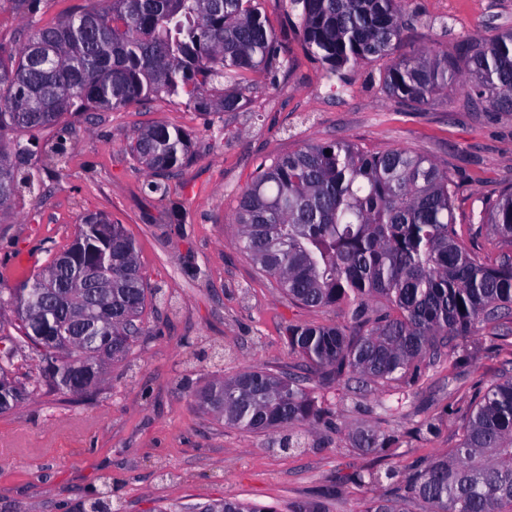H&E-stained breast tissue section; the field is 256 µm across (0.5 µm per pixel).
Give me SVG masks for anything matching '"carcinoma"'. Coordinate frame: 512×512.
Here are the masks:
<instances>
[{
	"label": "carcinoma",
	"mask_w": 512,
	"mask_h": 512,
	"mask_svg": "<svg viewBox=\"0 0 512 512\" xmlns=\"http://www.w3.org/2000/svg\"><path fill=\"white\" fill-rule=\"evenodd\" d=\"M32 35L17 53L0 46V211L21 188H34L19 165L32 150L59 163L62 137L25 145L18 134L59 125L87 112L133 103L185 99L206 115L240 112L248 74L270 75L289 58L262 0H105L102 9L39 24L41 0H15ZM300 40L322 64L331 86L344 87L349 67L392 54L403 41V0H289ZM382 83L414 109L435 104L448 85L493 112H512V28L491 38L467 35L453 52L417 49L396 59ZM164 197V182L192 157L182 129L141 128L129 145ZM448 171L408 149L362 151L350 141L308 145L258 167L232 223L237 248L276 280L294 305L342 307L351 327L290 321L286 343L298 369L263 368L217 379L197 394L201 408L248 432L311 425L325 410L312 396L309 372L351 382L415 376L420 364L451 358L481 325L492 334L512 323V254L485 261L460 243ZM491 234L512 244V184L480 212ZM161 298L138 263L124 226L88 213L73 240L45 265L8 288L21 340L0 363V413L26 394L12 377L14 359L31 350L53 388L82 395L98 388L108 365L126 357L143 332L148 306ZM93 328L96 355L80 350ZM426 512H512V370L487 386L462 427L460 443L414 465L395 487ZM73 512H120L106 500ZM204 512H274L236 498ZM289 512H328L327 497L294 502ZM365 512H403L399 501L371 498Z\"/></svg>",
	"instance_id": "carcinoma-1"
}]
</instances>
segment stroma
<instances>
[{
  "instance_id": "1",
  "label": "stroma",
  "mask_w": 512,
  "mask_h": 512,
  "mask_svg": "<svg viewBox=\"0 0 512 512\" xmlns=\"http://www.w3.org/2000/svg\"><path fill=\"white\" fill-rule=\"evenodd\" d=\"M263 8L291 63L271 81L247 76L246 106L225 113L223 134L188 106L157 100L75 123L66 167L37 154L26 160L39 185L0 212L7 286L68 244L82 215L103 212L124 225L144 277L164 299L146 310L144 335L91 396L50 391L35 382L36 357L19 362L29 395L0 413V438L23 434L40 454L0 458V512H72L105 491L122 512L224 497L288 512L292 502L327 491L329 512H365L391 486L359 487L349 475L393 470L404 478L416 462L455 447L476 392L512 361V336L495 339L482 326L451 360L421 367L408 388L389 381L356 395L312 379L327 413L295 427L303 445L288 451L278 449L279 433L229 428L197 407L195 392L215 378L298 365L283 336L288 321L349 322L336 308L291 304L236 247L231 214L262 161L342 140L368 153L409 149L447 169L460 242L485 259L508 249L481 230L479 213L512 179V112L470 111L457 86L435 106L411 110L383 91L384 58L361 63L342 92L330 91L285 0H263ZM502 27H512V0H407L402 48L450 49L463 36ZM151 125L179 127L195 144L163 198L148 192L149 176L128 149L135 131ZM366 430L382 443L367 454L353 441Z\"/></svg>"
}]
</instances>
